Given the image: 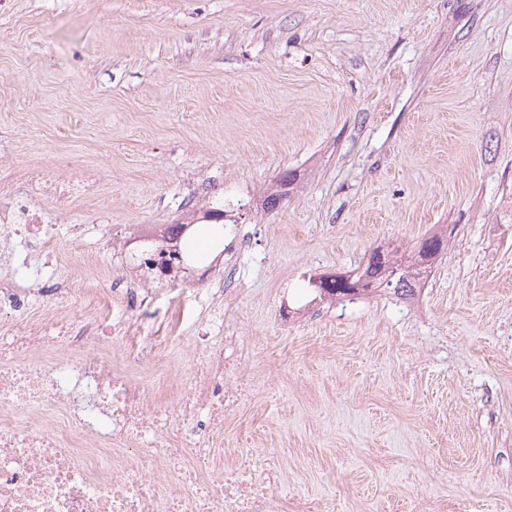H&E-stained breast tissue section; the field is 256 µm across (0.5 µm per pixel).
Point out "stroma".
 Listing matches in <instances>:
<instances>
[{
	"instance_id": "1",
	"label": "stroma",
	"mask_w": 512,
	"mask_h": 512,
	"mask_svg": "<svg viewBox=\"0 0 512 512\" xmlns=\"http://www.w3.org/2000/svg\"><path fill=\"white\" fill-rule=\"evenodd\" d=\"M1 164L109 278L199 184L245 198L226 306L260 384L224 441L290 507L512 512V0H0ZM445 231L413 298L314 286ZM223 276L153 279L177 372Z\"/></svg>"
}]
</instances>
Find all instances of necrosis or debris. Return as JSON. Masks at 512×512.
I'll return each mask as SVG.
<instances>
[{"label":"necrosis or debris","mask_w":512,"mask_h":512,"mask_svg":"<svg viewBox=\"0 0 512 512\" xmlns=\"http://www.w3.org/2000/svg\"><path fill=\"white\" fill-rule=\"evenodd\" d=\"M12 187L0 179L12 314L0 321V512H285L277 457L259 465L251 442L224 445L225 415L256 382L223 306L192 338V370L175 374L168 338L141 318L151 289L95 282L91 252L61 256L69 291L30 288L60 233Z\"/></svg>","instance_id":"obj_1"}]
</instances>
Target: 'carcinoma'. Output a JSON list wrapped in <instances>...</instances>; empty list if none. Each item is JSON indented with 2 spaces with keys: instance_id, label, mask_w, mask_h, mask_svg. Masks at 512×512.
Segmentation results:
<instances>
[{
  "instance_id": "1",
  "label": "carcinoma",
  "mask_w": 512,
  "mask_h": 512,
  "mask_svg": "<svg viewBox=\"0 0 512 512\" xmlns=\"http://www.w3.org/2000/svg\"><path fill=\"white\" fill-rule=\"evenodd\" d=\"M447 247L443 236L433 234L421 239L414 250V258L401 262L391 253H384L378 261L368 259L345 275L331 277L322 288L327 295L342 299L366 292H387L399 296H411L420 287L423 262H436Z\"/></svg>"
}]
</instances>
